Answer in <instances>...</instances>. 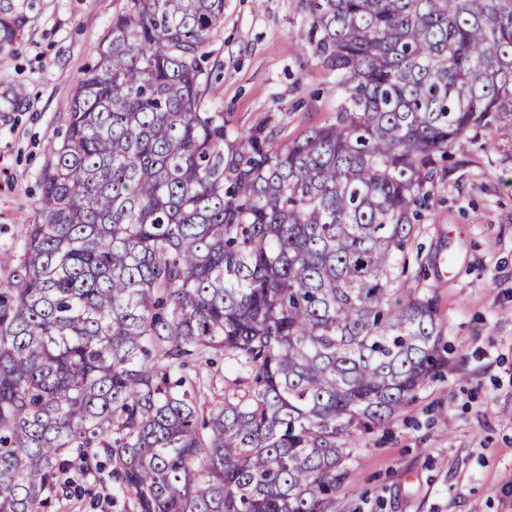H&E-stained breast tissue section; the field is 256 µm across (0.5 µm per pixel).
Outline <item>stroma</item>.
<instances>
[{"mask_svg":"<svg viewBox=\"0 0 512 512\" xmlns=\"http://www.w3.org/2000/svg\"><path fill=\"white\" fill-rule=\"evenodd\" d=\"M22 24L0 44V287L35 223L42 167L65 136L79 77L126 0H8ZM302 0H224L205 67L229 127H265L283 144L332 122L336 96L297 38ZM467 165L438 179L411 241L402 288L430 289L448 343L444 378L382 428L362 434L336 512H512V138L485 132ZM209 400L237 372L223 352L190 361ZM82 498L53 495L49 512H133L107 477Z\"/></svg>","mask_w":512,"mask_h":512,"instance_id":"1","label":"stroma"}]
</instances>
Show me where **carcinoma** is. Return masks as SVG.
Returning a JSON list of instances; mask_svg holds the SVG:
<instances>
[{"mask_svg": "<svg viewBox=\"0 0 512 512\" xmlns=\"http://www.w3.org/2000/svg\"><path fill=\"white\" fill-rule=\"evenodd\" d=\"M304 9L336 117L277 146L206 104L224 0L112 18L0 288V512L105 471L134 512H334L361 434L448 367L393 271L464 143L512 136V0ZM209 349L245 391L201 421Z\"/></svg>", "mask_w": 512, "mask_h": 512, "instance_id": "obj_1", "label": "carcinoma"}]
</instances>
